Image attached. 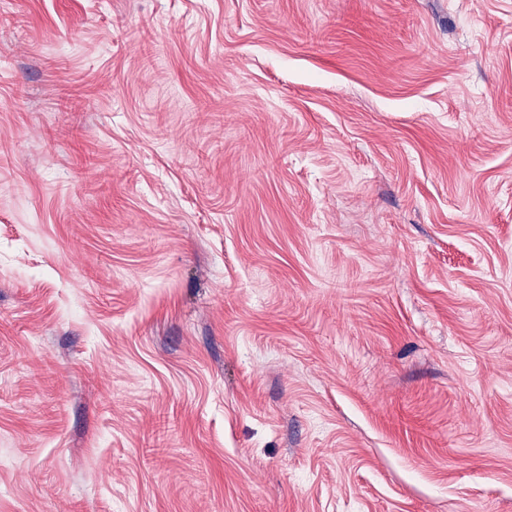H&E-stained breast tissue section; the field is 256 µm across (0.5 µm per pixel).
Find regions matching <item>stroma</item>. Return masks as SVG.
Returning <instances> with one entry per match:
<instances>
[{"label":"stroma","mask_w":512,"mask_h":512,"mask_svg":"<svg viewBox=\"0 0 512 512\" xmlns=\"http://www.w3.org/2000/svg\"><path fill=\"white\" fill-rule=\"evenodd\" d=\"M0 512H512V0H0Z\"/></svg>","instance_id":"obj_1"}]
</instances>
